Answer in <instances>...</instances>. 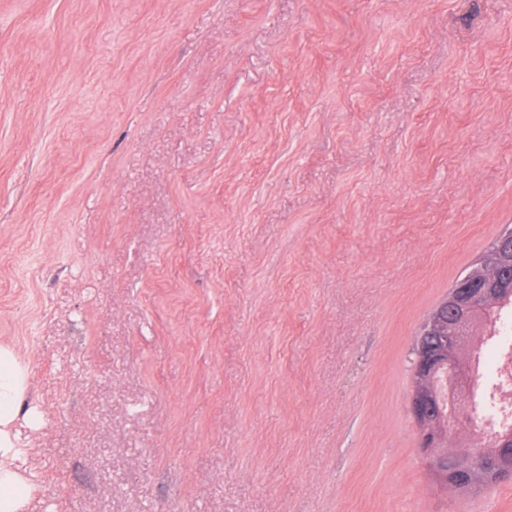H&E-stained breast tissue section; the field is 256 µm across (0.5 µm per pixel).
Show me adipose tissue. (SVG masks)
Here are the masks:
<instances>
[{
	"label": "adipose tissue",
	"mask_w": 512,
	"mask_h": 512,
	"mask_svg": "<svg viewBox=\"0 0 512 512\" xmlns=\"http://www.w3.org/2000/svg\"><path fill=\"white\" fill-rule=\"evenodd\" d=\"M30 392V374L12 350L0 347V512H22L34 483L22 473L19 464L28 455L21 436L13 424L19 414H26L30 424H37L36 409H24Z\"/></svg>",
	"instance_id": "1"
}]
</instances>
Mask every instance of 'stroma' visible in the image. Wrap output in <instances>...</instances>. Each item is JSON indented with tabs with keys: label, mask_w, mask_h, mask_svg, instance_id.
<instances>
[{
	"label": "stroma",
	"mask_w": 512,
	"mask_h": 512,
	"mask_svg": "<svg viewBox=\"0 0 512 512\" xmlns=\"http://www.w3.org/2000/svg\"><path fill=\"white\" fill-rule=\"evenodd\" d=\"M509 224L512 0H0L24 512H512L407 412Z\"/></svg>",
	"instance_id": "35a3bbf8"
}]
</instances>
